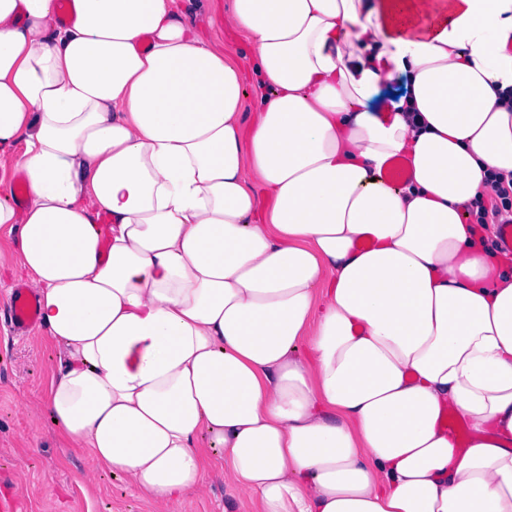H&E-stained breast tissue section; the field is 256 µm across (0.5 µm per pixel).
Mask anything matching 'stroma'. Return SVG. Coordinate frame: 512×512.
<instances>
[{
  "instance_id": "1",
  "label": "stroma",
  "mask_w": 512,
  "mask_h": 512,
  "mask_svg": "<svg viewBox=\"0 0 512 512\" xmlns=\"http://www.w3.org/2000/svg\"><path fill=\"white\" fill-rule=\"evenodd\" d=\"M10 254L0 255V479L18 502V512H158L108 471L84 479L83 449L65 447L42 401L60 350L46 336L12 334L4 315L21 277ZM210 492L187 494L179 512H257L248 498L231 492L219 468L208 471Z\"/></svg>"
}]
</instances>
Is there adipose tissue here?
<instances>
[{"instance_id":"1","label":"adipose tissue","mask_w":512,"mask_h":512,"mask_svg":"<svg viewBox=\"0 0 512 512\" xmlns=\"http://www.w3.org/2000/svg\"><path fill=\"white\" fill-rule=\"evenodd\" d=\"M448 9L230 0L245 72L180 0H0V242L88 473L166 512L211 464L259 512H512V277L462 209L512 175V0ZM436 0L383 1L384 28L394 34L413 32L415 15H430L435 12ZM414 11V13H413ZM410 165L405 156L397 155L391 157L384 164L381 171V178L391 185H403L410 178Z\"/></svg>"}]
</instances>
